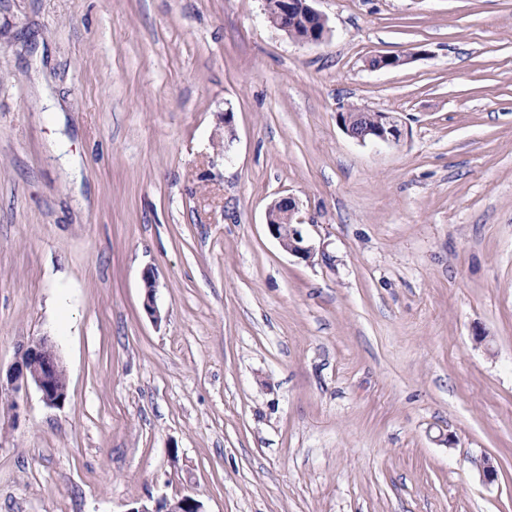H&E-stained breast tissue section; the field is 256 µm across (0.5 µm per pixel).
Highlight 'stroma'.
<instances>
[{"label":"stroma","instance_id":"1","mask_svg":"<svg viewBox=\"0 0 512 512\" xmlns=\"http://www.w3.org/2000/svg\"><path fill=\"white\" fill-rule=\"evenodd\" d=\"M315 7L0 0V512H512V0ZM313 0H307L304 16L301 17L304 28L301 34L293 37L303 44H320L329 34V27L326 17L312 6ZM352 108L367 112H352L348 109L337 112L336 119L348 136L359 143H397L400 141L402 123L393 112H369L371 110ZM366 116L369 118H366ZM297 213L298 206L292 197H279L267 208L266 226L269 234L288 254L307 261L314 256L315 248L303 236ZM145 299L143 309L147 316L154 322L161 321V313L156 302L157 281L153 272L147 271L144 275ZM62 370L64 377L60 374ZM8 383L13 391L34 386L48 407H61L67 399V374L48 337L32 339L19 348ZM128 512H206L204 504L193 494H182L178 498L168 500L137 501Z\"/></svg>","mask_w":512,"mask_h":512}]
</instances>
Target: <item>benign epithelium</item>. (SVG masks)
<instances>
[{
  "instance_id": "1",
  "label": "benign epithelium",
  "mask_w": 512,
  "mask_h": 512,
  "mask_svg": "<svg viewBox=\"0 0 512 512\" xmlns=\"http://www.w3.org/2000/svg\"><path fill=\"white\" fill-rule=\"evenodd\" d=\"M313 0H307L303 29L295 40L303 44H320L329 34L326 17L312 6ZM267 16L279 15L281 18H293L297 13V0H263ZM413 54H382L371 58L368 66L372 69H392L407 64ZM336 119L351 138L360 143H397L402 137L400 118L392 112H352L344 110L336 113ZM298 206L290 196L273 200L267 208L266 226L269 234L278 241L289 254L302 260H309L315 254V248L303 236L300 219L296 218ZM145 299L143 309L154 322L161 321V313L156 302L157 281L154 273L144 275ZM64 370L62 362L52 341L39 337L19 348L15 362L10 368L8 383L14 391L35 387L41 401L48 407H61L68 394V379L61 376ZM127 512H206L204 504L194 495L182 494L168 500L137 501Z\"/></svg>"
}]
</instances>
